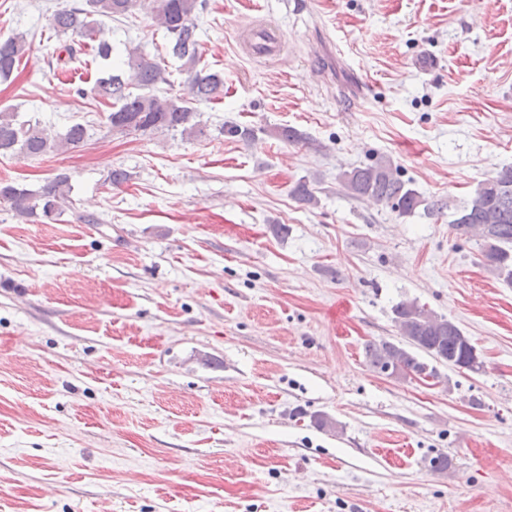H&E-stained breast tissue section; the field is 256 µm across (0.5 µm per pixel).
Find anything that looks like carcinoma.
Instances as JSON below:
<instances>
[{
	"mask_svg": "<svg viewBox=\"0 0 512 512\" xmlns=\"http://www.w3.org/2000/svg\"><path fill=\"white\" fill-rule=\"evenodd\" d=\"M204 0H84L66 4L49 18L56 35L74 36L64 46L68 57L92 56L109 60L113 47L95 43L101 19H112L142 10L168 39L167 53L181 62L187 75L182 96H159L155 87L165 81L160 62L139 48L125 49L117 73L97 79L90 89L93 97L112 105L107 116L110 130L119 133L178 132L185 138L204 133L197 105L217 99L224 92V80L216 73L199 68L201 53L196 36L195 17ZM29 49L23 34L0 38V78H8ZM90 138L88 128L75 123L65 133L50 136L40 122H17L14 112L0 110V155L40 158L62 154ZM343 185L354 199H371L391 205L408 215L422 205L419 194L406 186L391 162L380 161L356 167L343 174ZM71 176L59 173L37 189L0 182V203H5L15 218L22 221H57L71 203ZM450 228L458 236L474 234L483 242L484 256L503 281L512 285V165H505L494 176L478 184ZM394 321L403 342L388 340L365 345L366 363L375 372L391 365L397 377L415 375L437 378L436 367L419 358L449 360L471 372L482 369L474 355L471 339L451 320L438 316L414 301H403L394 308Z\"/></svg>",
	"mask_w": 512,
	"mask_h": 512,
	"instance_id": "carcinoma-1",
	"label": "carcinoma"
}]
</instances>
